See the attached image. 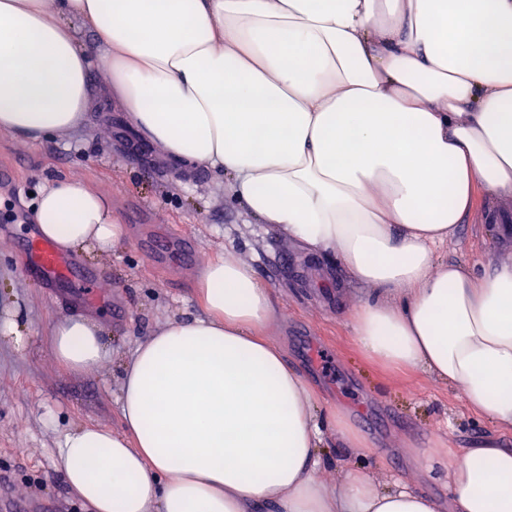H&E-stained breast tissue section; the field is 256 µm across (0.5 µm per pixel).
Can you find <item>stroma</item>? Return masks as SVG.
Masks as SVG:
<instances>
[{"instance_id": "obj_1", "label": "stroma", "mask_w": 512, "mask_h": 512, "mask_svg": "<svg viewBox=\"0 0 512 512\" xmlns=\"http://www.w3.org/2000/svg\"><path fill=\"white\" fill-rule=\"evenodd\" d=\"M92 85L93 104L78 129L39 144L0 131V167L14 170L13 183L0 184V324L20 315L26 338L19 351L0 335V512H83L57 467L65 432L84 424L121 430L117 361L167 319L200 315V273L228 247L274 294L273 339L288 362L312 380L325 414L340 415L365 443L357 454L329 442L328 456L447 502L448 466L491 422L421 371L366 360L347 320L365 289L342 262L305 255L250 223L231 203L222 174L168 164L131 128L102 70H94ZM130 142L140 144L141 156L127 152ZM66 176L108 194L126 228L125 242L111 252L78 255L93 276L88 296L64 281L34 279L22 247L27 227L12 219L34 210L35 194ZM438 257L480 270L512 257V199L481 200ZM75 313L106 320L114 363L81 375L56 364L51 328Z\"/></svg>"}]
</instances>
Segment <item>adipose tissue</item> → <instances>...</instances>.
<instances>
[{
    "instance_id": "1",
    "label": "adipose tissue",
    "mask_w": 512,
    "mask_h": 512,
    "mask_svg": "<svg viewBox=\"0 0 512 512\" xmlns=\"http://www.w3.org/2000/svg\"><path fill=\"white\" fill-rule=\"evenodd\" d=\"M0 0V131L36 143L82 125L92 68L176 167L222 173L234 205L367 285L348 314L372 362L458 389L495 429L448 472L449 499L349 467L352 436L266 336L270 288L232 248L119 363L123 430L65 433L57 462L89 512H512V259L477 274L436 254L482 198L512 197V0ZM92 36L78 38L79 29ZM60 250L125 228L75 177L36 203ZM104 322H57L55 360L113 357Z\"/></svg>"
}]
</instances>
